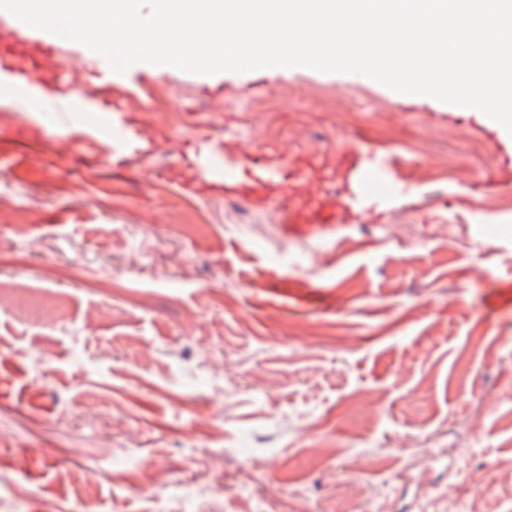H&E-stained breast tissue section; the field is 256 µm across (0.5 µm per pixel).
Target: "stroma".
Instances as JSON below:
<instances>
[{
  "mask_svg": "<svg viewBox=\"0 0 512 512\" xmlns=\"http://www.w3.org/2000/svg\"><path fill=\"white\" fill-rule=\"evenodd\" d=\"M57 46L33 79L94 91L102 56ZM132 69L171 95L132 113L128 167L0 91L44 130L0 140V285L43 299L0 306V512H512V183L488 185L512 135L360 74ZM350 147L384 191L356 194ZM248 150L308 162L347 219L186 190ZM339 205L335 202H327L312 210L302 220L289 221L297 224H313L316 227H323L326 224H335L338 219Z\"/></svg>",
  "mask_w": 512,
  "mask_h": 512,
  "instance_id": "1",
  "label": "stroma"
}]
</instances>
